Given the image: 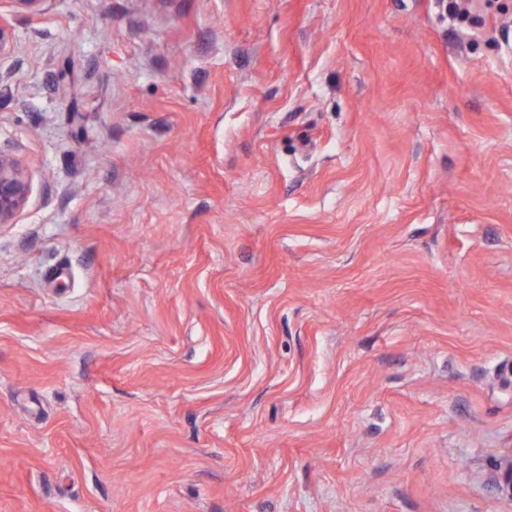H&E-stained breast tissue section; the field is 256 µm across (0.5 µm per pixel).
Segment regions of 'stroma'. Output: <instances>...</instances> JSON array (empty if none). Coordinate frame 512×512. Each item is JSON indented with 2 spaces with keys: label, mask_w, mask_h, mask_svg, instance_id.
I'll list each match as a JSON object with an SVG mask.
<instances>
[{
  "label": "stroma",
  "mask_w": 512,
  "mask_h": 512,
  "mask_svg": "<svg viewBox=\"0 0 512 512\" xmlns=\"http://www.w3.org/2000/svg\"><path fill=\"white\" fill-rule=\"evenodd\" d=\"M11 13L0 512H512V0ZM31 178L20 159L0 145V224L16 223L28 204Z\"/></svg>",
  "instance_id": "obj_1"
}]
</instances>
